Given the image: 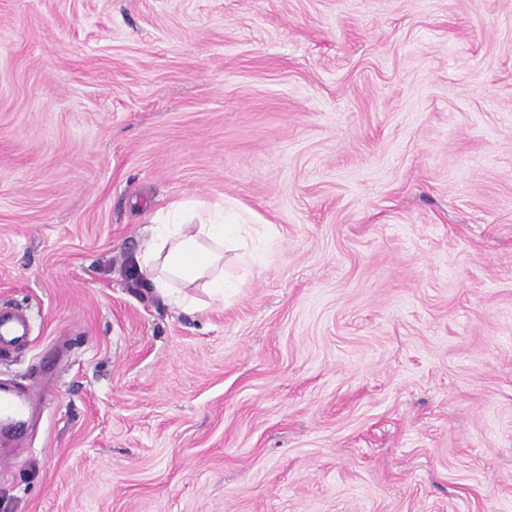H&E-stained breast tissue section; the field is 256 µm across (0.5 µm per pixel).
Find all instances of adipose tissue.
<instances>
[{"instance_id": "ef3b65f1", "label": "adipose tissue", "mask_w": 512, "mask_h": 512, "mask_svg": "<svg viewBox=\"0 0 512 512\" xmlns=\"http://www.w3.org/2000/svg\"><path fill=\"white\" fill-rule=\"evenodd\" d=\"M152 233L136 263L162 295H171L180 284L202 282L215 299L234 287L224 271V252L238 248L245 225L223 205L174 202L158 213Z\"/></svg>"}]
</instances>
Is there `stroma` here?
<instances>
[{
	"label": "stroma",
	"mask_w": 512,
	"mask_h": 512,
	"mask_svg": "<svg viewBox=\"0 0 512 512\" xmlns=\"http://www.w3.org/2000/svg\"><path fill=\"white\" fill-rule=\"evenodd\" d=\"M0 306V512H512V0H0ZM230 206L224 218V204L173 202L153 218L151 236L136 257L159 293L174 294L178 284L203 281L204 288L218 300L224 288H238V282L224 273V250L238 248L250 224L238 223ZM225 223V224H224ZM29 334V323L22 315L3 313L0 310V354L4 348L11 346ZM33 399L26 394L0 388V424L8 427L26 423L30 417Z\"/></svg>",
	"instance_id": "stroma-1"
}]
</instances>
